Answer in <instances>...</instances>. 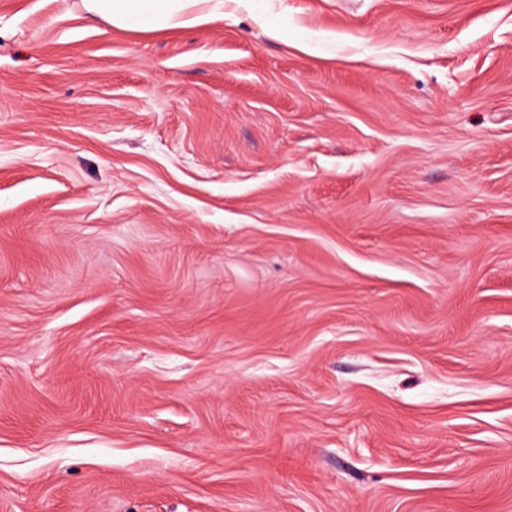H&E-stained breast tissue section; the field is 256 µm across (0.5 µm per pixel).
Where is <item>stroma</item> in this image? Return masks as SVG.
Instances as JSON below:
<instances>
[{"mask_svg":"<svg viewBox=\"0 0 512 512\" xmlns=\"http://www.w3.org/2000/svg\"><path fill=\"white\" fill-rule=\"evenodd\" d=\"M0 512H512V0H0ZM210 1L193 0L192 4L198 8L192 12H185L183 0H82V6L87 14L106 19L120 28L175 29L210 23L215 15L206 6ZM146 4H149L148 11Z\"/></svg>","mask_w":512,"mask_h":512,"instance_id":"obj_1","label":"stroma"}]
</instances>
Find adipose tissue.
Returning <instances> with one entry per match:
<instances>
[{
	"label": "adipose tissue",
	"instance_id": "1",
	"mask_svg": "<svg viewBox=\"0 0 512 512\" xmlns=\"http://www.w3.org/2000/svg\"><path fill=\"white\" fill-rule=\"evenodd\" d=\"M209 0H193L187 11L184 0H82L87 14L108 20L120 28H182L207 25L214 18Z\"/></svg>",
	"mask_w": 512,
	"mask_h": 512
}]
</instances>
